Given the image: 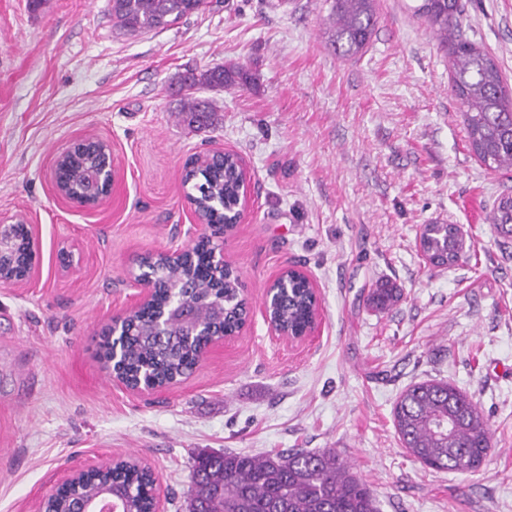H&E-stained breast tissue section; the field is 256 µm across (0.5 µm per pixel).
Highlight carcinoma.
Masks as SVG:
<instances>
[{
    "label": "carcinoma",
    "mask_w": 512,
    "mask_h": 512,
    "mask_svg": "<svg viewBox=\"0 0 512 512\" xmlns=\"http://www.w3.org/2000/svg\"><path fill=\"white\" fill-rule=\"evenodd\" d=\"M206 0H110L112 26L126 36L170 27L204 9ZM461 0H421L414 14L423 18L448 52L451 89L459 103L470 147L482 165L512 171V92L495 58L461 33ZM378 20L377 0H331L328 43L339 58L359 55L368 45ZM253 83L252 75L238 66H216L205 71L188 69L177 75L171 90L180 96L182 122L202 129L217 121V109L208 98L196 96L212 90L240 88ZM240 171L237 160L221 165H194L184 183L207 220L224 223L237 210ZM498 237L512 240V195L497 198L489 216ZM418 246L435 267L451 268L465 254L466 237L456 224H424ZM30 242L24 225L15 234L14 270L25 269ZM151 300L128 319L124 333L113 339L104 334L99 358L108 364L113 343L119 359L112 371L136 386L148 377L163 385L187 374L209 341L207 336L183 335L182 323L173 320L167 335L155 332L154 320L167 309L173 290L189 295L199 307L224 297V321L216 330L234 335L242 322L239 277L235 268L217 274L207 245L173 264L161 256ZM289 291L274 311V319L292 333L302 331L313 312L308 282L289 277ZM397 289L382 284L369 295L372 304L388 308L398 302ZM396 433L407 453L424 469L473 474L491 452V430L477 402L448 380H423L408 386L392 409ZM152 475L127 461H118L78 488L50 497L49 512H74L78 503L101 500L119 493L126 512H149ZM187 512H379L373 490L352 471L336 449H291L262 457L203 452L196 458L193 489Z\"/></svg>",
    "instance_id": "1"
}]
</instances>
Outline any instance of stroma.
Instances as JSON below:
<instances>
[{"label": "stroma", "mask_w": 512, "mask_h": 512, "mask_svg": "<svg viewBox=\"0 0 512 512\" xmlns=\"http://www.w3.org/2000/svg\"><path fill=\"white\" fill-rule=\"evenodd\" d=\"M462 2L463 33L512 86V0ZM108 3L0 0V216L24 220L37 245L30 280L0 282V512H40L71 470L113 457L151 463L166 512H185L199 453L289 448L336 449L380 512H512V243L488 220L512 173L473 155L419 0H379L369 46L349 59L327 42V0H212L136 37L113 30ZM217 65L253 83L202 90L219 122L191 130L170 85ZM89 135L118 169L92 209L60 199L52 178ZM224 149L250 175L243 221L219 245L251 319L181 382L129 393L97 358L100 333L141 292L140 254L202 232L182 175L194 154ZM436 221L473 243L449 269L417 248ZM287 267L318 293L317 332L300 343L262 315ZM383 279L403 296L379 311L366 299ZM426 378L481 407V471H428L402 447L393 403Z\"/></svg>", "instance_id": "stroma-1"}]
</instances>
